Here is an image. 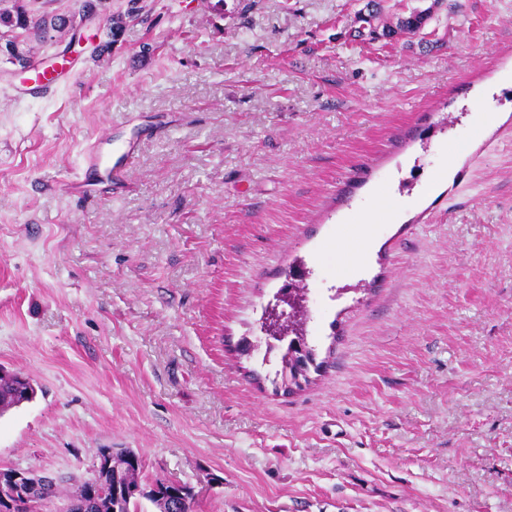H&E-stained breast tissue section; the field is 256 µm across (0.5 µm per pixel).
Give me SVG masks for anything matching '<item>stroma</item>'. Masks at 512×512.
Masks as SVG:
<instances>
[{
  "label": "stroma",
  "instance_id": "obj_1",
  "mask_svg": "<svg viewBox=\"0 0 512 512\" xmlns=\"http://www.w3.org/2000/svg\"><path fill=\"white\" fill-rule=\"evenodd\" d=\"M365 3L112 0L104 57L106 17L0 27L67 65L40 96L0 54V365L37 389L0 468L130 448L193 512H512V103L477 93L512 0L392 41L352 37ZM106 133L139 143L129 181L71 197ZM296 267L324 366L282 395L260 317Z\"/></svg>",
  "mask_w": 512,
  "mask_h": 512
}]
</instances>
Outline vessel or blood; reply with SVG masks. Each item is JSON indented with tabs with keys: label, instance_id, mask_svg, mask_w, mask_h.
<instances>
[{
	"label": "vessel or blood",
	"instance_id": "obj_1",
	"mask_svg": "<svg viewBox=\"0 0 512 512\" xmlns=\"http://www.w3.org/2000/svg\"><path fill=\"white\" fill-rule=\"evenodd\" d=\"M136 145L125 142L117 147L118 159L115 164H107L100 142L86 143L82 154L78 173L69 178L67 191L77 197L99 195L102 185L120 189L133 164Z\"/></svg>",
	"mask_w": 512,
	"mask_h": 512
}]
</instances>
